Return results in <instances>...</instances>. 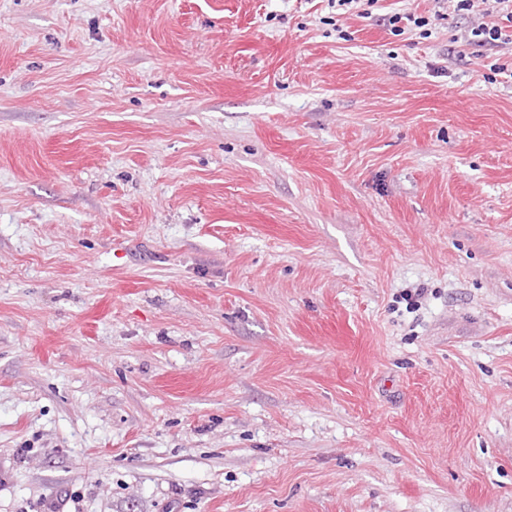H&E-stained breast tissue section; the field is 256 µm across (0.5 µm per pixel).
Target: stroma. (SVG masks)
Wrapping results in <instances>:
<instances>
[{"label": "stroma", "instance_id": "35a3bbf8", "mask_svg": "<svg viewBox=\"0 0 512 512\" xmlns=\"http://www.w3.org/2000/svg\"><path fill=\"white\" fill-rule=\"evenodd\" d=\"M432 8L0 0V512H512V81Z\"/></svg>", "mask_w": 512, "mask_h": 512}]
</instances>
